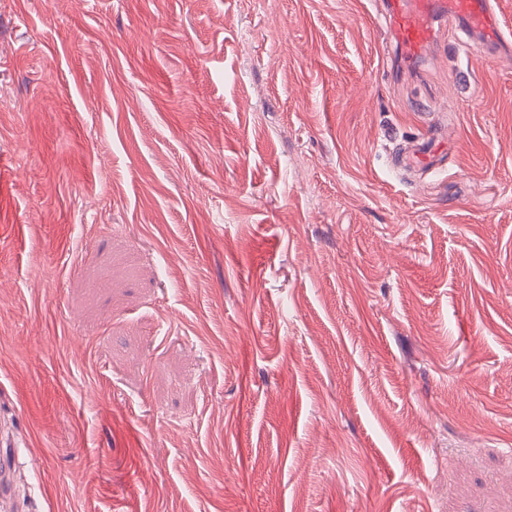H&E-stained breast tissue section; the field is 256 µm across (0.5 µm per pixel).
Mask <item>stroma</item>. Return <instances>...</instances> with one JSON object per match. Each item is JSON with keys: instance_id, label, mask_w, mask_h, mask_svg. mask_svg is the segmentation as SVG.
<instances>
[{"instance_id": "obj_1", "label": "stroma", "mask_w": 512, "mask_h": 512, "mask_svg": "<svg viewBox=\"0 0 512 512\" xmlns=\"http://www.w3.org/2000/svg\"><path fill=\"white\" fill-rule=\"evenodd\" d=\"M391 54L374 0H0L11 512H512V47Z\"/></svg>"}]
</instances>
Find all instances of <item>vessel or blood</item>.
<instances>
[{"label":"vessel or blood","instance_id":"obj_1","mask_svg":"<svg viewBox=\"0 0 512 512\" xmlns=\"http://www.w3.org/2000/svg\"><path fill=\"white\" fill-rule=\"evenodd\" d=\"M379 13L386 35L401 55L413 60L428 57L444 22H461L466 31L480 38L486 52H494L498 38L489 31L496 12L494 0H381Z\"/></svg>","mask_w":512,"mask_h":512}]
</instances>
